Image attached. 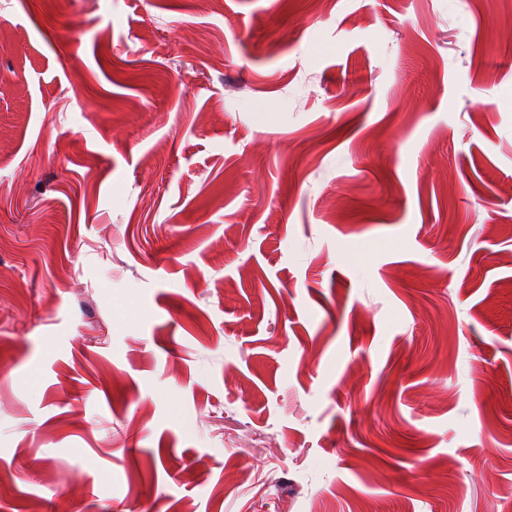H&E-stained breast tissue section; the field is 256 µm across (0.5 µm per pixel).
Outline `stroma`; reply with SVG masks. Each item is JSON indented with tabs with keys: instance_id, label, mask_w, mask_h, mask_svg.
I'll return each instance as SVG.
<instances>
[{
	"instance_id": "35a3bbf8",
	"label": "stroma",
	"mask_w": 512,
	"mask_h": 512,
	"mask_svg": "<svg viewBox=\"0 0 512 512\" xmlns=\"http://www.w3.org/2000/svg\"><path fill=\"white\" fill-rule=\"evenodd\" d=\"M512 0H0V512H505Z\"/></svg>"
}]
</instances>
